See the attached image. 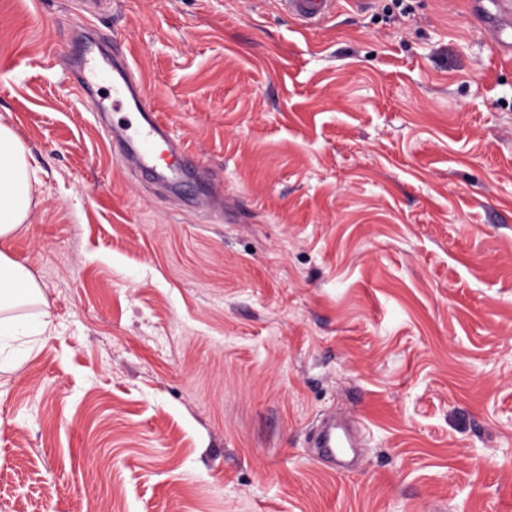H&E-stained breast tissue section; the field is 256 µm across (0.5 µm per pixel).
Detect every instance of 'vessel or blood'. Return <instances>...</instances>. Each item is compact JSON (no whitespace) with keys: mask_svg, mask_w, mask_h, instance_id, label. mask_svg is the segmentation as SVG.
I'll list each match as a JSON object with an SVG mask.
<instances>
[{"mask_svg":"<svg viewBox=\"0 0 512 512\" xmlns=\"http://www.w3.org/2000/svg\"><path fill=\"white\" fill-rule=\"evenodd\" d=\"M337 0H281L286 13L299 20L307 30L318 29L336 10ZM470 11L483 18L493 49L503 60H512V0H470ZM66 57L92 112L105 111L95 94L99 84L111 82L113 106H127L135 121L109 129L112 152L132 161L143 176L176 184V177L163 172L165 154L175 152L166 124L151 104L149 89L127 44L111 35L92 31L76 42H64L59 48ZM312 447L337 467L356 453L358 444L347 426L335 418L323 420L311 436Z\"/></svg>","mask_w":512,"mask_h":512,"instance_id":"obj_1","label":"vessel or blood"}]
</instances>
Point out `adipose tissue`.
<instances>
[{
	"instance_id": "adipose-tissue-1",
	"label": "adipose tissue",
	"mask_w": 512,
	"mask_h": 512,
	"mask_svg": "<svg viewBox=\"0 0 512 512\" xmlns=\"http://www.w3.org/2000/svg\"><path fill=\"white\" fill-rule=\"evenodd\" d=\"M38 179L28 150L13 128L0 120V242L19 233L29 218ZM51 324L32 272L0 249V368H19Z\"/></svg>"
}]
</instances>
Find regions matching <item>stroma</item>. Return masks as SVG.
<instances>
[{
  "instance_id": "1",
  "label": "stroma",
  "mask_w": 512,
  "mask_h": 512,
  "mask_svg": "<svg viewBox=\"0 0 512 512\" xmlns=\"http://www.w3.org/2000/svg\"><path fill=\"white\" fill-rule=\"evenodd\" d=\"M86 25L223 219L112 157L57 58ZM0 118L52 315L0 371V512H512V62L467 0H0ZM338 0H281L286 13L299 20L307 30L319 26L336 11ZM311 445L318 448L319 455L331 461L335 467L345 469V459L355 454L360 444L356 442L347 426L335 417L324 419L311 436Z\"/></svg>"
}]
</instances>
